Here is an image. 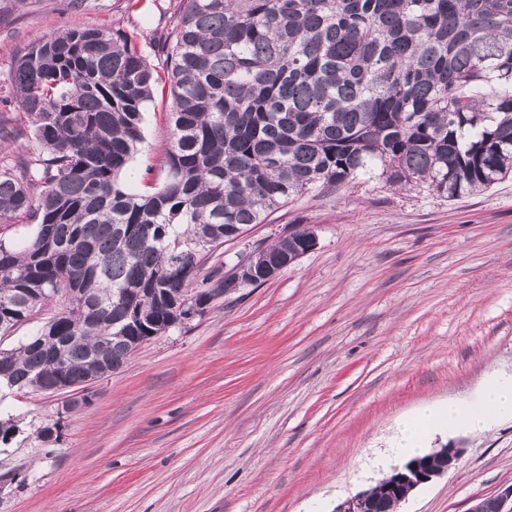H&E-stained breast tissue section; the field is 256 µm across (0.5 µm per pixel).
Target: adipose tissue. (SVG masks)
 Here are the masks:
<instances>
[{
    "instance_id": "ef3b65f1",
    "label": "adipose tissue",
    "mask_w": 512,
    "mask_h": 512,
    "mask_svg": "<svg viewBox=\"0 0 512 512\" xmlns=\"http://www.w3.org/2000/svg\"><path fill=\"white\" fill-rule=\"evenodd\" d=\"M505 418H512V379L495 378L484 386L477 404L451 401L426 406L402 420L392 446L369 459L367 467L380 471L394 459L423 454L434 433L457 429L482 431L493 421Z\"/></svg>"
}]
</instances>
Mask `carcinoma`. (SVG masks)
<instances>
[{
    "mask_svg": "<svg viewBox=\"0 0 512 512\" xmlns=\"http://www.w3.org/2000/svg\"><path fill=\"white\" fill-rule=\"evenodd\" d=\"M157 53L120 28L30 43L0 101L40 152L0 166V384L54 394L121 369L149 338L243 287L203 254L305 194L360 176L450 200L512 174V0H179ZM169 85L163 184L122 173ZM310 229L265 248L307 251ZM56 307L57 304L55 302L43 306L39 313L33 316V319L30 322L21 325L11 336L3 338L2 342H0V347L11 348L16 346L19 340L24 336H29V334L39 327L46 318L51 316Z\"/></svg>",
    "mask_w": 512,
    "mask_h": 512,
    "instance_id": "obj_1",
    "label": "carcinoma"
}]
</instances>
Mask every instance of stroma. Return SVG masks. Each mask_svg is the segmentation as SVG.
Returning a JSON list of instances; mask_svg holds the SVG:
<instances>
[{
    "instance_id": "1",
    "label": "stroma",
    "mask_w": 512,
    "mask_h": 512,
    "mask_svg": "<svg viewBox=\"0 0 512 512\" xmlns=\"http://www.w3.org/2000/svg\"><path fill=\"white\" fill-rule=\"evenodd\" d=\"M0 0V84L31 42L74 25L165 33L171 6ZM168 96L143 113L123 180L162 183ZM316 246L141 346L80 411L54 395L0 396V512H334L372 486L362 465L421 407L476 402L512 376V177L450 200L361 178L310 193L204 259L231 270L298 227ZM59 423L57 441L38 440ZM464 453L400 512H469L512 486V419L434 435Z\"/></svg>"
}]
</instances>
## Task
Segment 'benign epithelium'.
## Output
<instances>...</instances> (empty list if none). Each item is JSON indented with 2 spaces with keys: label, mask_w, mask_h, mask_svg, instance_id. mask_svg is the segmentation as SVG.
<instances>
[{
  "label": "benign epithelium",
  "mask_w": 512,
  "mask_h": 512,
  "mask_svg": "<svg viewBox=\"0 0 512 512\" xmlns=\"http://www.w3.org/2000/svg\"><path fill=\"white\" fill-rule=\"evenodd\" d=\"M298 257H289L276 266L267 261L263 250H256L239 260L234 266V272L242 278L244 284L251 286L258 283L253 278L258 270L264 279H273L283 268L294 263ZM439 456H431L425 460H416L395 470L393 478L378 491V494L396 504L404 501L415 489L442 477L456 467L463 448L450 444L446 448L437 449ZM371 493L363 490L347 498L336 507V512H368L372 505ZM469 512H512V486L504 489L494 497L485 498L473 505Z\"/></svg>",
  "instance_id": "7a95c632"
}]
</instances>
